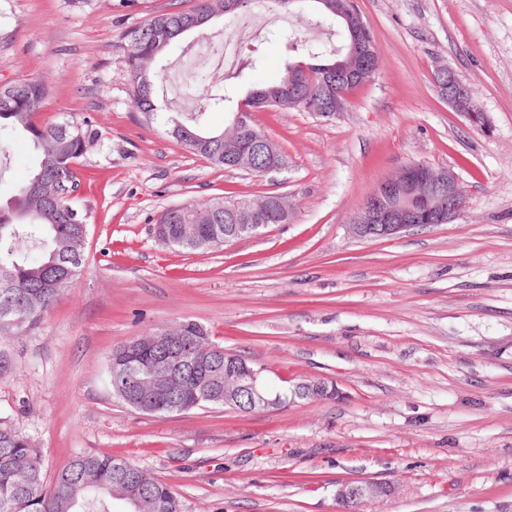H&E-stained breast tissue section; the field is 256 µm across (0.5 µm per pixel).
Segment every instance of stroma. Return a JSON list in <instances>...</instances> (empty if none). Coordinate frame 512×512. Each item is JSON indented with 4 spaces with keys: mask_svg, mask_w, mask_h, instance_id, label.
<instances>
[{
    "mask_svg": "<svg viewBox=\"0 0 512 512\" xmlns=\"http://www.w3.org/2000/svg\"><path fill=\"white\" fill-rule=\"evenodd\" d=\"M194 0H0V85L44 80L42 122L91 117L80 159L85 265L36 327L0 336V417L43 454L53 481L77 454L127 458L172 485L181 512H337L351 481L395 486L360 512H512V0H358L380 63L348 111L266 109L256 124L288 156L268 174L225 171L132 104L126 30ZM312 0L251 24L222 16L153 66L165 99L180 82L225 80L208 110L223 129L277 81L289 41L319 39ZM250 25L226 78L186 75L197 42ZM445 65L486 116L472 125L439 95ZM37 160L19 132L0 141V202ZM409 163L453 171L467 203L451 223L394 239L352 224L376 186ZM274 192L288 223L196 255L161 245L165 209ZM193 321L225 352L281 378L322 380L336 399L274 411L145 414L116 398L107 357L152 329Z\"/></svg>",
    "mask_w": 512,
    "mask_h": 512,
    "instance_id": "35a3bbf8",
    "label": "stroma"
}]
</instances>
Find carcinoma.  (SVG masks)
<instances>
[{
  "instance_id": "cac0c4a2",
  "label": "carcinoma",
  "mask_w": 512,
  "mask_h": 512,
  "mask_svg": "<svg viewBox=\"0 0 512 512\" xmlns=\"http://www.w3.org/2000/svg\"><path fill=\"white\" fill-rule=\"evenodd\" d=\"M226 0H197L188 10H169L150 18L143 25L125 33V64L132 85V103L150 121L169 126V133L191 153L225 170L235 169L241 157L256 170L267 164V154L256 139L265 133L256 125L248 107L244 126L231 132L224 142V132L201 127L205 110L226 100L223 95L205 94L192 112H162L158 105L151 64L180 36L207 24L208 15H224ZM318 20L334 24L342 42L341 51L326 43L301 45L311 62V78L288 83L290 68L281 78L260 88L266 95L290 99V108L310 112L321 102L343 99L350 104L351 94L370 81L364 72L336 74L329 66L343 60L352 49L357 34L337 16L323 13ZM49 89L38 78H21L0 86V131L24 132L38 151V162L26 183L13 199L0 205V275L8 272L10 285L0 287V335L37 325L55 304L65 288L78 276L85 263L84 225L87 213L79 205L75 191L80 186L76 163L101 137V132L86 118L66 119L55 124H40L35 116ZM276 195H264L266 203L258 206L250 198H213L202 203H188L163 211L155 220L166 231L157 237L164 246L182 253H202L224 245L227 224H286L289 216L275 206ZM39 250V258L26 256L28 248ZM169 339L197 341L208 336L207 330L192 321L173 327H161L146 336L125 343L112 351L117 373L132 361L151 363L160 356L153 342L163 332ZM218 367H210L193 355L192 366L185 369L180 389L183 396L174 405H131L149 414L187 412L212 404L211 390L233 382L224 375V354L211 355ZM144 476V469L110 454L78 455L59 471L52 487H46L42 473V451L10 423L0 420V512H111L110 503L121 500L125 483ZM143 512H181L180 501L172 486L159 479L141 484Z\"/></svg>"
}]
</instances>
